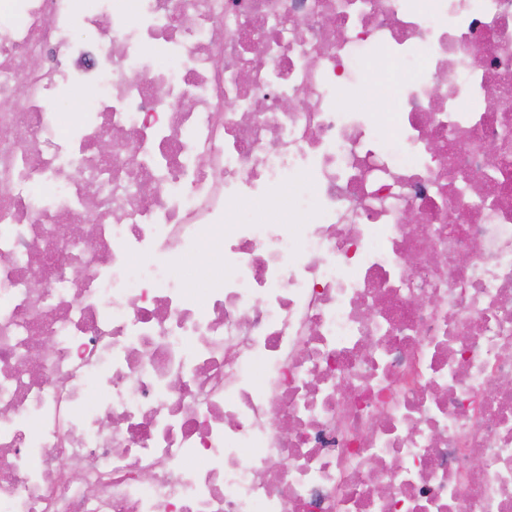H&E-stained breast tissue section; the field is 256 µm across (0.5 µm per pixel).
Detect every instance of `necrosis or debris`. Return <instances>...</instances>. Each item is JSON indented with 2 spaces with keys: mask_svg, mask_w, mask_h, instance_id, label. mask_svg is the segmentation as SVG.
<instances>
[{
  "mask_svg": "<svg viewBox=\"0 0 512 512\" xmlns=\"http://www.w3.org/2000/svg\"><path fill=\"white\" fill-rule=\"evenodd\" d=\"M506 85L512 0H0V512H512Z\"/></svg>",
  "mask_w": 512,
  "mask_h": 512,
  "instance_id": "4bbe7bcc",
  "label": "necrosis or debris"
}]
</instances>
